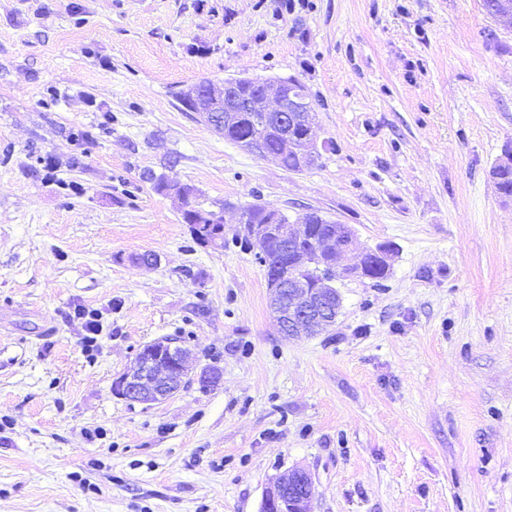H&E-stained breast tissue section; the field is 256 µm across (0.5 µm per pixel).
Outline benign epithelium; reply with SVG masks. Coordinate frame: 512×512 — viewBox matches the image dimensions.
Masks as SVG:
<instances>
[{
    "mask_svg": "<svg viewBox=\"0 0 512 512\" xmlns=\"http://www.w3.org/2000/svg\"><path fill=\"white\" fill-rule=\"evenodd\" d=\"M491 13L501 23L512 21V0H495ZM244 82L252 84L253 92L242 101L236 92ZM181 97L191 111L219 133L237 124L243 112H258L276 119L281 133L275 144L243 141L244 148L262 159L279 163L282 155L293 153L303 168L316 160L311 107L302 94L288 89V84L280 79L239 76L200 81L181 92ZM240 232L260 245L264 266H269L266 244L276 238L295 246L290 262L302 271H312L309 279L296 277L287 281L279 270L267 276L275 318L281 331L291 337L315 336L335 324L340 299L332 283L339 277L371 278L367 271L368 255L377 257L384 270L390 267L391 249L386 246L363 252L353 264L338 267V258L351 250L353 242L354 230L348 224L336 225L335 234L308 246L303 245L307 240L305 225L281 224L276 211L271 212L268 223L242 224ZM219 380L215 373H192L189 352L171 339H162L139 348L133 368L113 383L112 392L130 402L150 405L170 398L193 382L206 389ZM313 498L310 473L293 468L267 491L261 512H309Z\"/></svg>",
    "mask_w": 512,
    "mask_h": 512,
    "instance_id": "benign-epithelium-1",
    "label": "benign epithelium"
}]
</instances>
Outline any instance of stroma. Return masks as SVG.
<instances>
[{"instance_id":"obj_1","label":"stroma","mask_w":512,"mask_h":512,"mask_svg":"<svg viewBox=\"0 0 512 512\" xmlns=\"http://www.w3.org/2000/svg\"><path fill=\"white\" fill-rule=\"evenodd\" d=\"M242 74L304 85L309 169L176 98ZM510 147L512 30L482 0H0V512H261L295 467L311 512H512ZM254 203L393 245L388 277L283 335L232 241ZM162 338L218 385L113 395ZM183 186H184L186 195L188 196V204L191 206L190 211H188L187 213H184V212L182 213L183 220H184L185 224H199L197 227V230H199V235H201L200 233H202V232H200V229L202 228L203 224H209L207 217L210 214V212H212V214L210 216L211 223L215 224L216 227L222 228L223 236H224V213H223V211H219V212L205 211V210L198 208V206H195L193 204V200H192L195 197V189L188 185H183Z\"/></svg>"}]
</instances>
